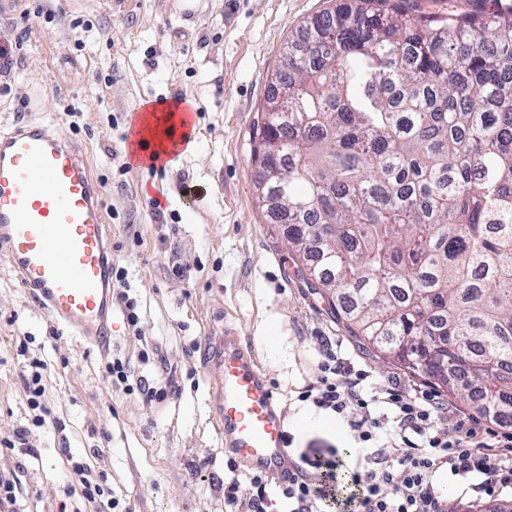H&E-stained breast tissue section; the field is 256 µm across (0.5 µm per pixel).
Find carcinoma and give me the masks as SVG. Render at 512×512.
Here are the masks:
<instances>
[{
    "mask_svg": "<svg viewBox=\"0 0 512 512\" xmlns=\"http://www.w3.org/2000/svg\"><path fill=\"white\" fill-rule=\"evenodd\" d=\"M255 130L270 223L352 335L512 413V3L350 0L288 37Z\"/></svg>",
    "mask_w": 512,
    "mask_h": 512,
    "instance_id": "carcinoma-1",
    "label": "carcinoma"
}]
</instances>
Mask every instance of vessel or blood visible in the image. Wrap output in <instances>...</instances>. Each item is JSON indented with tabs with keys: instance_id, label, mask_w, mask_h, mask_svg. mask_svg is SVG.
I'll return each instance as SVG.
<instances>
[{
	"instance_id": "vessel-or-blood-1",
	"label": "vessel or blood",
	"mask_w": 512,
	"mask_h": 512,
	"mask_svg": "<svg viewBox=\"0 0 512 512\" xmlns=\"http://www.w3.org/2000/svg\"><path fill=\"white\" fill-rule=\"evenodd\" d=\"M111 237L86 159L46 123L0 131V252L48 317L84 343L112 345ZM216 430L252 471L289 469L285 417L251 351L210 337Z\"/></svg>"
}]
</instances>
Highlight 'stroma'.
Instances as JSON below:
<instances>
[{"mask_svg": "<svg viewBox=\"0 0 512 512\" xmlns=\"http://www.w3.org/2000/svg\"><path fill=\"white\" fill-rule=\"evenodd\" d=\"M334 0H0V131L36 119L72 141L102 190L112 266L138 303L139 323L116 310L103 356L56 325L0 254V474L16 512H224V484L249 471L212 423L206 336L229 329L256 353L287 425L318 409L300 402L320 375L323 343L370 373V388L428 389L349 332L308 288L283 230L258 200L254 123L283 47ZM187 99L194 135L166 168L142 165L134 142L148 107ZM130 366L110 381L109 359ZM46 365V423L24 391ZM166 388L148 399L142 386ZM30 426L27 444L13 433ZM292 455L337 448L341 471L361 455L345 421L292 435ZM104 494L81 495L75 464ZM451 512H512L445 476Z\"/></svg>", "mask_w": 512, "mask_h": 512, "instance_id": "35a3bbf8", "label": "stroma"}]
</instances>
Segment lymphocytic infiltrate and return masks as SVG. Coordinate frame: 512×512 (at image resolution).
<instances>
[{"label": "lymphocytic infiltrate", "mask_w": 512, "mask_h": 512, "mask_svg": "<svg viewBox=\"0 0 512 512\" xmlns=\"http://www.w3.org/2000/svg\"><path fill=\"white\" fill-rule=\"evenodd\" d=\"M322 357L320 379L305 387L299 399L346 418L355 442L365 448V465L354 471L353 490L337 503L338 512H448L432 482L442 467L462 479L479 478V488L490 502L512 487V462L490 464L485 452L491 428L463 412L456 413L452 428L441 427L444 406L437 396L411 397L393 382L368 394L367 370L355 368L330 348ZM381 406L394 414L398 441L391 448L374 443ZM335 456L332 448H310L293 460L279 482L261 472L252 473L244 485L230 480L224 487L225 512H242V502L248 505L244 512H272L277 502L283 512H322L324 502L335 495L328 480Z\"/></svg>", "instance_id": "f902f5d3"}]
</instances>
